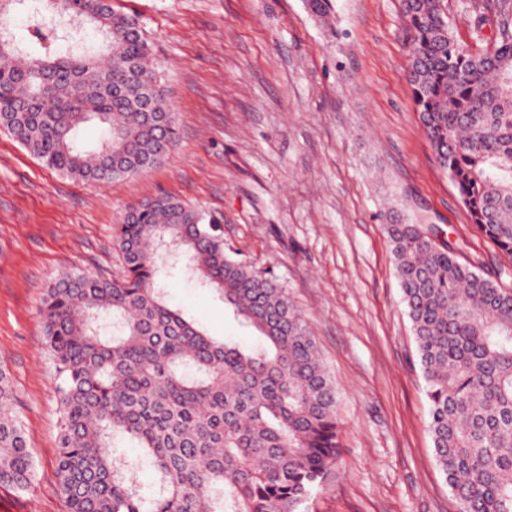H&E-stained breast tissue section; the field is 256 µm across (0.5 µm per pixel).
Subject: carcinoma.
Segmentation results:
<instances>
[{
	"mask_svg": "<svg viewBox=\"0 0 512 512\" xmlns=\"http://www.w3.org/2000/svg\"><path fill=\"white\" fill-rule=\"evenodd\" d=\"M32 2L102 36L62 49L36 23L43 49L14 41L0 57V126L47 168L107 183L159 166L177 129L137 16L112 0H0V15ZM474 29L512 16L491 0ZM408 79L436 162L476 229L512 258V35L494 26L481 52L451 31L445 0H401ZM335 30L332 0H309ZM97 120L107 136L76 144ZM430 403L434 458L460 512H512V268L485 274L460 261L436 224L385 225ZM114 238L125 276L61 278L46 290V350L60 379L57 472L67 512H296L336 461V397L311 331L270 272L231 256L204 214L172 195L128 208ZM175 243L203 288L258 335L220 341L167 305L155 278ZM0 364V488L24 490L34 458ZM136 448L132 460L127 449ZM148 469L147 485L136 471Z\"/></svg>",
	"mask_w": 512,
	"mask_h": 512,
	"instance_id": "1",
	"label": "carcinoma"
}]
</instances>
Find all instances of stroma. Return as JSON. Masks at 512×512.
I'll return each mask as SVG.
<instances>
[{
    "label": "stroma",
    "mask_w": 512,
    "mask_h": 512,
    "mask_svg": "<svg viewBox=\"0 0 512 512\" xmlns=\"http://www.w3.org/2000/svg\"><path fill=\"white\" fill-rule=\"evenodd\" d=\"M136 13L175 113L164 162L107 184L45 167L0 128V364L33 450L27 490L0 512H66L57 477L59 379L39 310L66 273L120 278L113 228L162 194L268 270L308 323L337 394L341 453L299 512H459L438 470L429 401L384 226L436 224L461 259L511 263L470 221L434 160L407 78L401 0H112ZM169 305L210 335L253 341L184 263Z\"/></svg>",
    "instance_id": "35a3bbf8"
}]
</instances>
